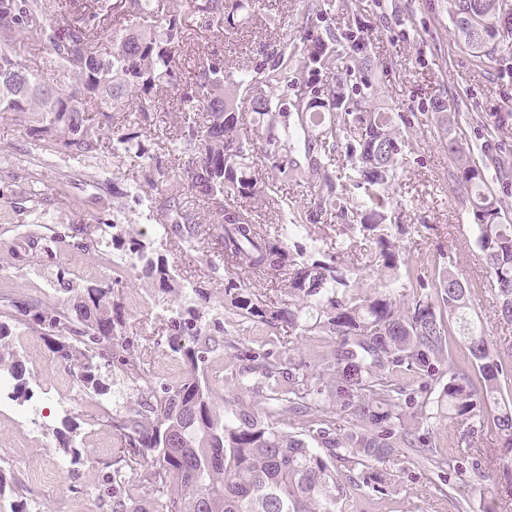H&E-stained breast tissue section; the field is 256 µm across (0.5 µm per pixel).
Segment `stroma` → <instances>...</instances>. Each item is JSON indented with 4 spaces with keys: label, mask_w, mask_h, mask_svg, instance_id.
Returning <instances> with one entry per match:
<instances>
[{
    "label": "stroma",
    "mask_w": 512,
    "mask_h": 512,
    "mask_svg": "<svg viewBox=\"0 0 512 512\" xmlns=\"http://www.w3.org/2000/svg\"><path fill=\"white\" fill-rule=\"evenodd\" d=\"M156 2L182 23L180 63L175 80L155 96L150 114L155 135L122 155L119 168H101L93 158H48L29 132L28 116L0 113V282L37 299L56 288L61 274L77 288L110 275L96 249L71 247L49 255L11 233L19 220L17 178L24 171L39 173L43 193L38 211L45 224L59 231L93 223L103 203L119 192V221L132 225L150 250L163 254L174 273L176 290L165 296L134 273L119 287L127 335L137 342L140 364L155 381L174 385L189 373L159 327L163 311L178 306L181 289L191 287L207 294L206 310L220 319L219 325L207 327L225 344L223 366H210L207 373L216 407L241 392L235 373L254 351H273L282 362L316 375L325 352L311 337L279 324L240 319L224 297L223 281L210 271L215 257L210 240L186 251L173 235L163 233L157 209L169 194L193 200L186 183L174 177L157 186L148 181L156 167L174 173L183 164L169 139L184 120L179 96L203 58L219 55L225 75L234 76L285 52L291 56L289 76L312 79L322 94L340 85L346 105L364 111L384 107L401 115L407 146L388 193L403 204L401 223L418 227L403 237V255L427 275L441 255H448L453 272L470 290L471 319L491 343H512V324L497 316L496 284L475 245L466 192L451 178L456 159L444 144L443 128L430 118L435 100L448 102L450 123L459 140L474 147L475 160L486 165L502 220L512 224L511 31H503L496 60L487 64L461 40L453 22L454 0H258L255 7L235 13L221 31L192 16L181 0ZM331 34L347 56L370 58L371 67L345 78L333 68L313 70L308 53ZM282 196L286 206L255 210L256 221L289 222L294 213L312 206L314 188L293 184ZM349 236L338 219L325 217L291 238L288 246L303 247L317 259L334 258L343 266L355 260L346 248ZM16 252L24 256L19 267L12 258ZM9 343L25 365L26 389L15 395L12 406L0 410V459L8 461L20 495L40 512H99L94 491L119 447L115 430L100 413L113 401L135 398L134 384L105 366L101 374L111 392L98 396L83 387L38 332L17 327ZM353 422L350 413L337 412L332 432L334 463L349 489L342 512H512V450L502 448L494 427L472 436L444 412L414 425L413 433L428 440L434 452L454 454L456 466L448 469L432 466L416 448L393 449L374 465L347 462L345 441ZM61 430L79 442L84 456L79 464H68L57 436ZM380 473L390 474L395 483L384 495L373 489Z\"/></svg>",
    "instance_id": "1"
}]
</instances>
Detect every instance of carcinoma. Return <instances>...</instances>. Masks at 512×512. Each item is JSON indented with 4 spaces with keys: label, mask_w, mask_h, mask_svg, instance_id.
<instances>
[{
    "label": "carcinoma",
    "mask_w": 512,
    "mask_h": 512,
    "mask_svg": "<svg viewBox=\"0 0 512 512\" xmlns=\"http://www.w3.org/2000/svg\"><path fill=\"white\" fill-rule=\"evenodd\" d=\"M190 12L210 26L224 28L227 0H185ZM458 33L477 57L493 59L498 32L497 0H456ZM132 16L136 27L113 29L110 47L96 48L105 18ZM39 34L70 85L59 89L24 64L17 53L32 34ZM178 19H158L150 0H92L77 10L64 29L48 19L47 0H0V112L28 114L31 133L46 152L58 157H93L101 149L100 133L91 112H117L137 102L134 119L113 132L112 161L134 140L151 133L149 107L153 92L170 82L180 57ZM311 62L336 63V40L312 52ZM293 87L294 100L274 108L273 92ZM249 101L253 127L262 149L242 133L239 92ZM183 112L198 116L181 126L172 146L187 158L183 176L198 199L217 207L216 224H199L197 213L179 196L167 198L161 216L188 251L201 236L215 239L230 267L273 275L285 282L291 303L278 309L229 279L224 294L244 319H270L305 336H338L332 356L314 377L284 372L274 352L248 356L242 378L263 386L267 406L256 414L240 398L212 405V393L202 364L219 344L201 342L205 311L188 300L167 318L170 349L190 367L175 386H161L148 376L125 332L124 306L117 286L125 274L137 272L172 291L173 275L161 254L149 253L134 233L117 223L109 207L93 224H73L62 231L42 232L40 218L16 225L17 234L36 247H89L96 243L102 264L112 277L80 288L73 304L54 299L31 306L0 297V374L19 381L22 360L4 339L11 325L37 326L43 339L78 377L97 394L109 390L96 374L103 360L136 385L137 398L112 415L120 438L119 456L107 473L97 497L108 512H148L138 505L141 494L156 496L155 512H340L347 495L332 461L313 446H332L329 431L337 411L356 418L346 450L356 464L379 462L401 443L417 446L402 430L408 420H427L439 408L478 430L485 424L487 403L502 399L501 375L512 362V345L489 343L465 317L469 289L446 265L428 282L404 261L400 237L412 225L397 222L388 193L397 178L403 135L395 114L340 111L330 105L315 84L298 77L288 84L287 68L278 61L268 68L246 70L234 80L224 77L218 57L199 63L190 90L179 98ZM448 153L456 157L454 181L468 194L475 244L494 277L498 316L512 323V224L501 212L484 169L471 149L445 128ZM348 164L332 179L336 155ZM264 168L266 201L279 204L276 190L292 180L315 182L313 206L305 223L339 213L341 224L355 238L370 243L360 265L336 266L335 261L306 257L288 250L290 225L270 231L253 221L252 210L233 201L257 199V181L250 160ZM22 194L29 202L41 195V179L26 177ZM368 269L385 278V288L361 295L354 275ZM412 289L408 309L397 304L395 292ZM458 316L468 350V368L451 354L456 332L447 321ZM411 372L424 387H441L440 399H416L398 379ZM310 414L302 435L284 429L292 416ZM496 433L512 450V409L493 418Z\"/></svg>",
    "instance_id": "obj_1"
}]
</instances>
